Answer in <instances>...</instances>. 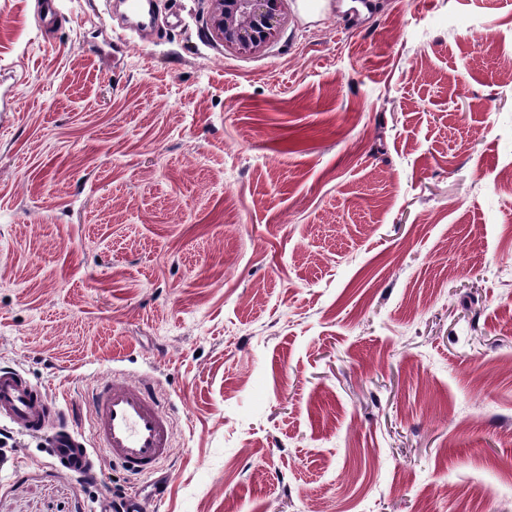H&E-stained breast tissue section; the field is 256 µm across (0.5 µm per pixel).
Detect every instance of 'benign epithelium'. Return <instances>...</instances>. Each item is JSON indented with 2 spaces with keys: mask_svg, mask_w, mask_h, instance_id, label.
<instances>
[{
  "mask_svg": "<svg viewBox=\"0 0 512 512\" xmlns=\"http://www.w3.org/2000/svg\"><path fill=\"white\" fill-rule=\"evenodd\" d=\"M208 30L239 54L264 49L284 21L286 0H209Z\"/></svg>",
  "mask_w": 512,
  "mask_h": 512,
  "instance_id": "obj_1",
  "label": "benign epithelium"
}]
</instances>
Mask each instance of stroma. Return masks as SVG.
<instances>
[{"instance_id": "stroma-1", "label": "stroma", "mask_w": 512, "mask_h": 512, "mask_svg": "<svg viewBox=\"0 0 512 512\" xmlns=\"http://www.w3.org/2000/svg\"><path fill=\"white\" fill-rule=\"evenodd\" d=\"M0 0V368L117 372L170 456L92 482L0 420V512H512V0ZM210 36L239 54L264 49L283 23L287 0H208Z\"/></svg>"}]
</instances>
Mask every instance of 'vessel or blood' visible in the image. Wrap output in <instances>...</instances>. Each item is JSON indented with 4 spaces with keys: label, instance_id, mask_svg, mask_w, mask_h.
I'll return each mask as SVG.
<instances>
[{
    "label": "vessel or blood",
    "instance_id": "vessel-or-blood-1",
    "mask_svg": "<svg viewBox=\"0 0 512 512\" xmlns=\"http://www.w3.org/2000/svg\"><path fill=\"white\" fill-rule=\"evenodd\" d=\"M90 405L94 448H86L69 424L70 415L20 372L0 369V416L34 436H49L51 453L64 471L94 473L100 451L133 475L154 473L173 443L170 417L151 388L121 374L102 379Z\"/></svg>",
    "mask_w": 512,
    "mask_h": 512
}]
</instances>
